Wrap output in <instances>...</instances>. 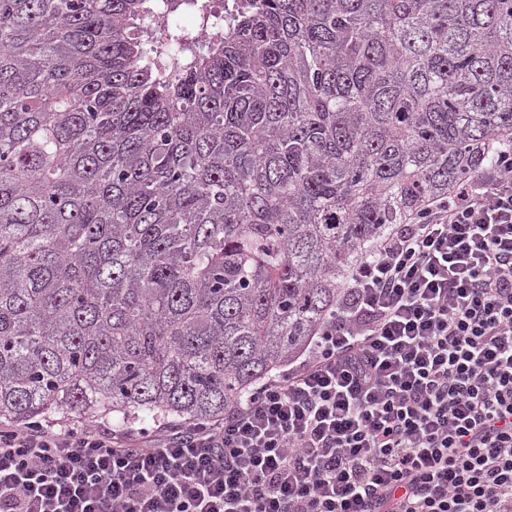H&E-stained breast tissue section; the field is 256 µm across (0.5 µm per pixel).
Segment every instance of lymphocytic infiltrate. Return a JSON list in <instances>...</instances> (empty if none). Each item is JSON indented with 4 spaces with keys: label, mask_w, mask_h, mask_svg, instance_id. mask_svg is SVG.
Listing matches in <instances>:
<instances>
[{
    "label": "lymphocytic infiltrate",
    "mask_w": 512,
    "mask_h": 512,
    "mask_svg": "<svg viewBox=\"0 0 512 512\" xmlns=\"http://www.w3.org/2000/svg\"><path fill=\"white\" fill-rule=\"evenodd\" d=\"M0 512H512V150L395 225L224 417L0 422Z\"/></svg>",
    "instance_id": "f902f5d3"
}]
</instances>
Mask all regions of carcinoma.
Masks as SVG:
<instances>
[{
  "label": "carcinoma",
  "instance_id": "1",
  "mask_svg": "<svg viewBox=\"0 0 512 512\" xmlns=\"http://www.w3.org/2000/svg\"><path fill=\"white\" fill-rule=\"evenodd\" d=\"M0 0V419L205 421L512 143V0ZM179 0H156L154 14L146 16L139 21V26L149 36L165 37L175 17L173 4ZM213 6L212 11L205 15H201L193 23V36L198 41H207L215 35H224L226 29L225 10L223 0H208Z\"/></svg>",
  "mask_w": 512,
  "mask_h": 512
}]
</instances>
